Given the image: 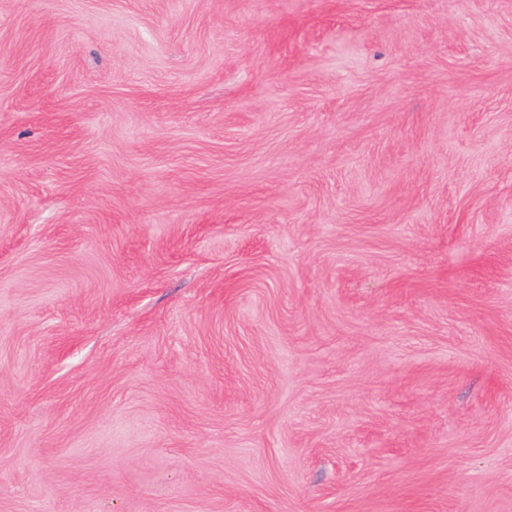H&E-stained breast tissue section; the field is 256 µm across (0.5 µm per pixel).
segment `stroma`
<instances>
[{
  "mask_svg": "<svg viewBox=\"0 0 512 512\" xmlns=\"http://www.w3.org/2000/svg\"><path fill=\"white\" fill-rule=\"evenodd\" d=\"M0 512H512V0H0Z\"/></svg>",
  "mask_w": 512,
  "mask_h": 512,
  "instance_id": "obj_1",
  "label": "stroma"
}]
</instances>
